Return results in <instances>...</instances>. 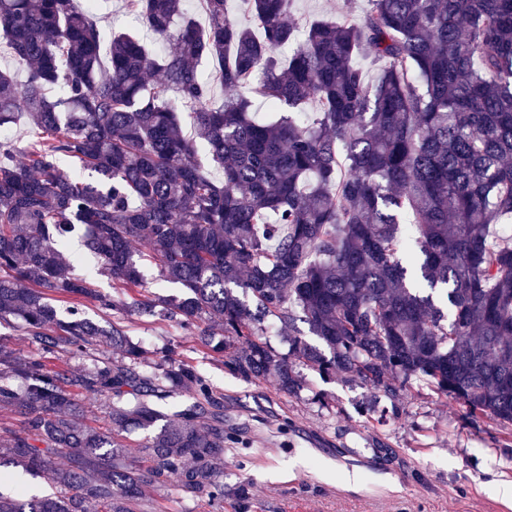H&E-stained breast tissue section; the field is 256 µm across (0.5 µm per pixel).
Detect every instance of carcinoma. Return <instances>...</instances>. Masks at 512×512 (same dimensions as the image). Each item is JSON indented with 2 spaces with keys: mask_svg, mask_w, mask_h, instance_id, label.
<instances>
[{
  "mask_svg": "<svg viewBox=\"0 0 512 512\" xmlns=\"http://www.w3.org/2000/svg\"><path fill=\"white\" fill-rule=\"evenodd\" d=\"M204 2L201 28L183 0H126L173 48L119 32L104 63L96 0H0V46L27 65L22 80L0 69V128L36 130L20 150L0 140V324L20 319L32 345L0 344V409L24 417L0 437V468L50 488L0 492V512H145L147 492L170 484L249 509L224 486V445L240 438L206 377L171 347L146 369L120 323L76 308L63 319L58 302L177 317L230 375L271 376L290 396L302 364L387 395L421 382L512 428V247L492 235L512 218V0H369L363 16L301 34L292 0H246L250 26L227 0ZM204 60L220 66L222 107ZM248 88L275 109H319L307 124L260 120ZM174 94L198 139L183 134ZM202 147L224 182L196 161ZM77 227L118 295L71 273ZM148 263L182 295L138 297ZM270 320L288 350L267 342ZM95 353L89 368L68 363ZM83 393L105 402L111 431L80 421ZM180 393L192 402L165 412ZM132 427L147 434L127 464Z\"/></svg>",
  "mask_w": 512,
  "mask_h": 512,
  "instance_id": "1",
  "label": "carcinoma"
}]
</instances>
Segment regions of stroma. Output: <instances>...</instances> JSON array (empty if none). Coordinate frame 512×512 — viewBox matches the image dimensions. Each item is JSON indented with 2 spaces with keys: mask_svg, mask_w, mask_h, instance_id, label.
<instances>
[{
  "mask_svg": "<svg viewBox=\"0 0 512 512\" xmlns=\"http://www.w3.org/2000/svg\"><path fill=\"white\" fill-rule=\"evenodd\" d=\"M367 0H293L298 25L347 12ZM102 44L132 30L124 0H99ZM153 362L169 345L224 396V427L246 444L224 450V484L243 486L251 512H512L496 485L512 482V436L488 417L470 418L455 399L419 386L387 396L342 375L298 367L300 396L270 380L247 383L189 339L177 319L122 317ZM324 394L325 403L315 401Z\"/></svg>",
  "mask_w": 512,
  "mask_h": 512,
  "instance_id": "1",
  "label": "stroma"
}]
</instances>
